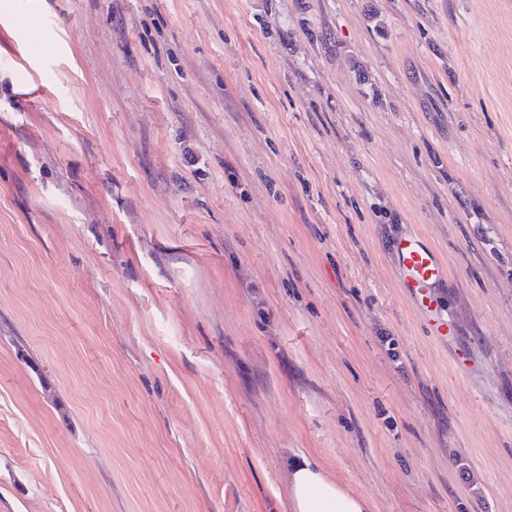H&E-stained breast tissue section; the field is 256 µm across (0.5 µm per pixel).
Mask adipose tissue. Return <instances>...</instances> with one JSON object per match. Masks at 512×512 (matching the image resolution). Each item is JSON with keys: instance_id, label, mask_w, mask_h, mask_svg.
<instances>
[{"instance_id": "1", "label": "adipose tissue", "mask_w": 512, "mask_h": 512, "mask_svg": "<svg viewBox=\"0 0 512 512\" xmlns=\"http://www.w3.org/2000/svg\"><path fill=\"white\" fill-rule=\"evenodd\" d=\"M290 512H369L370 501L350 493L325 475L305 454L290 463Z\"/></svg>"}]
</instances>
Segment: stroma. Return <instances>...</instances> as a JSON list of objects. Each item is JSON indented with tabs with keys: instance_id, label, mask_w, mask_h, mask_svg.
Returning a JSON list of instances; mask_svg holds the SVG:
<instances>
[{
	"instance_id": "stroma-1",
	"label": "stroma",
	"mask_w": 512,
	"mask_h": 512,
	"mask_svg": "<svg viewBox=\"0 0 512 512\" xmlns=\"http://www.w3.org/2000/svg\"><path fill=\"white\" fill-rule=\"evenodd\" d=\"M300 452L512 512V0H0V512H286ZM390 249L395 255L399 288L414 301L429 334L440 339L448 338L451 326L438 314V289L448 281L445 260L421 236L413 233L396 236Z\"/></svg>"
}]
</instances>
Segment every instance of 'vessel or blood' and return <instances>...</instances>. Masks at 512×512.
<instances>
[{
  "label": "vessel or blood",
  "mask_w": 512,
  "mask_h": 512,
  "mask_svg": "<svg viewBox=\"0 0 512 512\" xmlns=\"http://www.w3.org/2000/svg\"><path fill=\"white\" fill-rule=\"evenodd\" d=\"M390 248L395 255L399 288L414 301L430 335L447 338L451 326L438 314L439 290L448 280L445 260L421 236L413 233L396 236Z\"/></svg>",
  "instance_id": "vessel-or-blood-1"
}]
</instances>
